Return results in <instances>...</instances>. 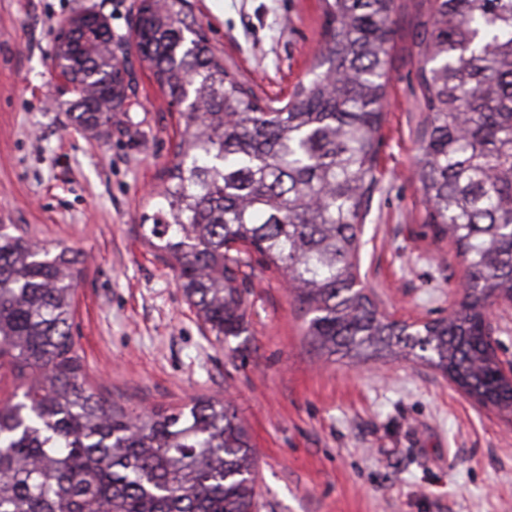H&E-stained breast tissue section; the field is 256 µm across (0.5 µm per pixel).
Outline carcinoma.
<instances>
[{"instance_id":"obj_1","label":"carcinoma","mask_w":512,"mask_h":512,"mask_svg":"<svg viewBox=\"0 0 512 512\" xmlns=\"http://www.w3.org/2000/svg\"><path fill=\"white\" fill-rule=\"evenodd\" d=\"M188 0H139L141 59L181 107L148 244L163 252L222 343L247 331L242 250L274 264L327 358L422 359L484 407L512 384L484 347L489 308L512 300V0H413L424 119L414 174L425 223L463 256L446 319L380 314L360 281L376 189L397 0H323L318 67L290 97L260 100L213 53ZM54 39L75 124L112 130L127 98L105 16ZM0 224V369L25 380L0 406V512H256L248 431L230 405L127 413L83 374L72 334L78 255Z\"/></svg>"}]
</instances>
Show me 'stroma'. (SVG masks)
<instances>
[{
  "instance_id": "obj_1",
  "label": "stroma",
  "mask_w": 512,
  "mask_h": 512,
  "mask_svg": "<svg viewBox=\"0 0 512 512\" xmlns=\"http://www.w3.org/2000/svg\"><path fill=\"white\" fill-rule=\"evenodd\" d=\"M137 0H0V224L81 261L74 336L93 387L134 412L229 402L254 446L258 512H512V413L485 408L428 363L356 365L310 345L280 271L253 256L247 344L217 343L173 271L145 245L179 108L136 52L112 134L75 130L53 62L57 24L80 10L131 31ZM214 53L262 99H285L316 62L321 0H190ZM395 36L379 185L361 279L395 320L447 317L465 263L425 226L411 177L418 109L414 18Z\"/></svg>"
}]
</instances>
